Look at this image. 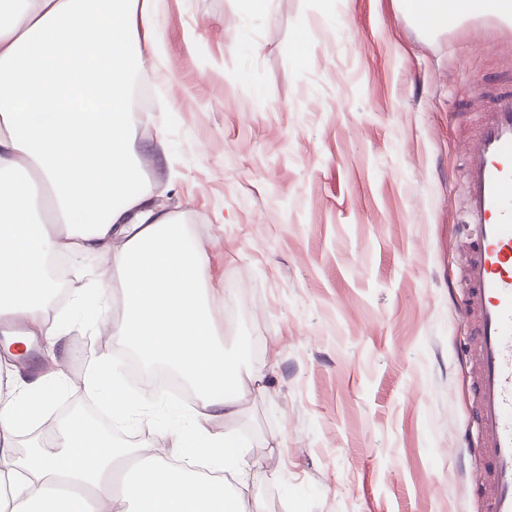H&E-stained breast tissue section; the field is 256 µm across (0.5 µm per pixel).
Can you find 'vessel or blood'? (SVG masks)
I'll return each mask as SVG.
<instances>
[{"label": "vessel or blood", "instance_id": "b4317fda", "mask_svg": "<svg viewBox=\"0 0 512 512\" xmlns=\"http://www.w3.org/2000/svg\"><path fill=\"white\" fill-rule=\"evenodd\" d=\"M463 196L466 357L478 431L472 476L484 512H512V88L497 90L476 115Z\"/></svg>", "mask_w": 512, "mask_h": 512}]
</instances>
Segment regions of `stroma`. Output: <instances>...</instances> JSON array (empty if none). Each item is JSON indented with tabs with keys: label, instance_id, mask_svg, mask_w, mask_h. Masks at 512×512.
Masks as SVG:
<instances>
[{
	"label": "stroma",
	"instance_id": "1",
	"mask_svg": "<svg viewBox=\"0 0 512 512\" xmlns=\"http://www.w3.org/2000/svg\"><path fill=\"white\" fill-rule=\"evenodd\" d=\"M161 66L133 148L171 215L210 259L220 288L245 299L224 343L248 349L263 394L212 431L260 462L259 512H482L463 446L473 431L462 353L468 250L458 229L464 144L496 78L512 73V21L478 14L413 27L401 0H163ZM164 139L155 159L148 146ZM53 301L67 328L56 352L67 387L45 424L98 395L71 394L91 361L90 321L71 291L97 290L96 259ZM194 400L158 399L116 428L145 453L157 433L192 431Z\"/></svg>",
	"mask_w": 512,
	"mask_h": 512
}]
</instances>
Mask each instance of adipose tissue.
<instances>
[{
    "instance_id": "1",
    "label": "adipose tissue",
    "mask_w": 512,
    "mask_h": 512,
    "mask_svg": "<svg viewBox=\"0 0 512 512\" xmlns=\"http://www.w3.org/2000/svg\"><path fill=\"white\" fill-rule=\"evenodd\" d=\"M159 0H0V321L56 343L49 313L58 258L105 259L100 277L121 293L122 314L98 316L112 341L191 388L192 433H162L174 456L236 471L184 473L161 455L113 486L128 456L111 434L80 419L58 424L55 452L13 458L17 433L39 421L62 372L0 376V512H248L250 465L235 442L211 433L241 411L243 357L221 338L224 295L208 285L209 256L145 181L131 148L130 85L145 55L160 53ZM119 363L95 353L84 390L113 417L153 404L129 392Z\"/></svg>"
}]
</instances>
